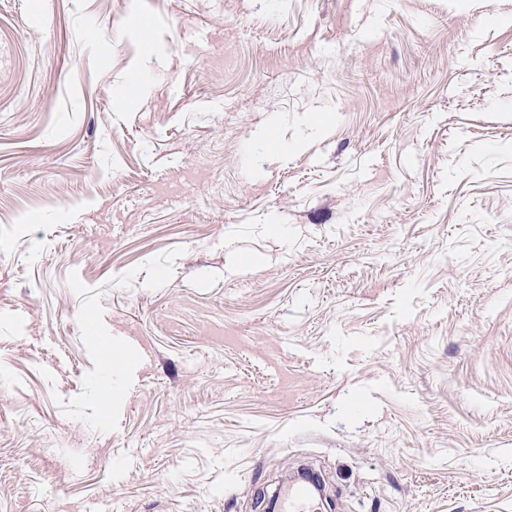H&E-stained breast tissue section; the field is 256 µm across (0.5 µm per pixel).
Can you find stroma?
<instances>
[{"instance_id":"stroma-1","label":"stroma","mask_w":512,"mask_h":512,"mask_svg":"<svg viewBox=\"0 0 512 512\" xmlns=\"http://www.w3.org/2000/svg\"><path fill=\"white\" fill-rule=\"evenodd\" d=\"M301 468L512 512V0H0V512Z\"/></svg>"}]
</instances>
